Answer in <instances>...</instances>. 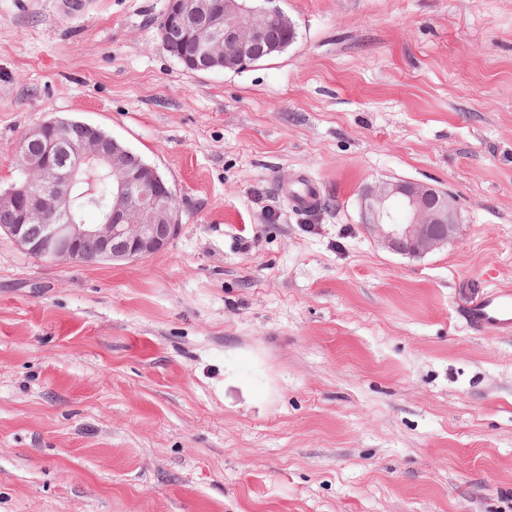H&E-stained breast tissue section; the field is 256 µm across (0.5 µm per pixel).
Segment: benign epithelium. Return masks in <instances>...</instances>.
Here are the masks:
<instances>
[{"label": "benign epithelium", "instance_id": "1", "mask_svg": "<svg viewBox=\"0 0 512 512\" xmlns=\"http://www.w3.org/2000/svg\"><path fill=\"white\" fill-rule=\"evenodd\" d=\"M163 49L196 71H235L285 51L296 38L294 23L278 0L248 6L244 0H167L161 28ZM88 132L65 152L63 133ZM24 178L0 190V209L15 214L6 232L27 253L44 260L98 262L114 266L163 251L181 224L176 192L159 170L91 124L65 119L44 122L16 143ZM100 170L112 177L104 220L87 224L73 205L78 177ZM361 224L391 251L423 257L454 238L460 214L453 195L432 184L391 180L360 193ZM50 214L39 234L29 223ZM88 243L96 253H84Z\"/></svg>", "mask_w": 512, "mask_h": 512}]
</instances>
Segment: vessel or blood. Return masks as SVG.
<instances>
[{
    "instance_id": "b4317fda",
    "label": "vessel or blood",
    "mask_w": 512,
    "mask_h": 512,
    "mask_svg": "<svg viewBox=\"0 0 512 512\" xmlns=\"http://www.w3.org/2000/svg\"><path fill=\"white\" fill-rule=\"evenodd\" d=\"M288 193L290 203L301 210L318 207L320 193L309 180L300 178ZM460 314L466 324L479 332L508 336L512 334V284H497L471 294Z\"/></svg>"
}]
</instances>
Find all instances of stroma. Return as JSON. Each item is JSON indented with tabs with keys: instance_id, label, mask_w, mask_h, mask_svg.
Here are the masks:
<instances>
[{
	"instance_id": "35a3bbf8",
	"label": "stroma",
	"mask_w": 512,
	"mask_h": 512,
	"mask_svg": "<svg viewBox=\"0 0 512 512\" xmlns=\"http://www.w3.org/2000/svg\"><path fill=\"white\" fill-rule=\"evenodd\" d=\"M280 5L287 51L190 72L166 0H0V188L75 119L182 220L124 266L0 231V512H512V335L459 314L512 282V0ZM395 179L450 192L455 238L374 242L359 193ZM296 184L297 189L287 194L290 203L301 210L318 207L320 204V193L317 187L305 178L297 179Z\"/></svg>"
}]
</instances>
